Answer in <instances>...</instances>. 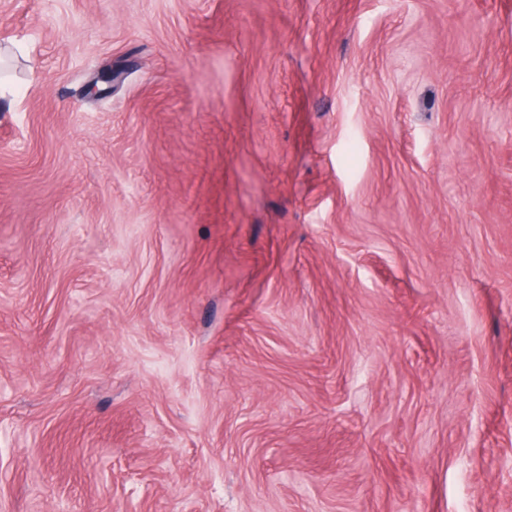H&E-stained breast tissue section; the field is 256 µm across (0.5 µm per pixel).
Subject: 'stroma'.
Instances as JSON below:
<instances>
[{"mask_svg":"<svg viewBox=\"0 0 512 512\" xmlns=\"http://www.w3.org/2000/svg\"><path fill=\"white\" fill-rule=\"evenodd\" d=\"M0 53V512H512V0H0ZM124 75L122 68L110 66L107 70H102L86 86L85 90L89 95L101 96L112 91L115 84L119 83Z\"/></svg>","mask_w":512,"mask_h":512,"instance_id":"obj_1","label":"stroma"}]
</instances>
